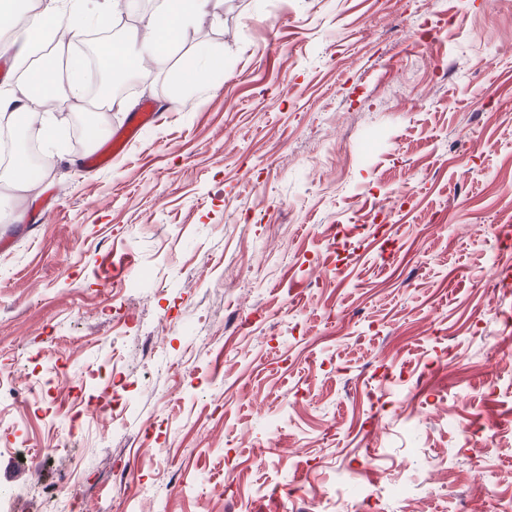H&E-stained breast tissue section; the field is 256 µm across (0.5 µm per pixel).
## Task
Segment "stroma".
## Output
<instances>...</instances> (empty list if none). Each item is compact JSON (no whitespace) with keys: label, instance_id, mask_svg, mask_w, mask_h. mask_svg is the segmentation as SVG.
I'll use <instances>...</instances> for the list:
<instances>
[{"label":"stroma","instance_id":"1","mask_svg":"<svg viewBox=\"0 0 512 512\" xmlns=\"http://www.w3.org/2000/svg\"><path fill=\"white\" fill-rule=\"evenodd\" d=\"M100 168L0 187V512H503L512 0H224ZM112 377L118 409L69 416ZM493 436L490 452L481 442ZM218 56V51H198L196 54L186 59L183 67L181 68V72L178 70L175 73V78L179 82H182V73L187 75L191 82L195 85L207 83L211 69L218 60ZM159 117V110L157 105L153 102L144 103L142 109L136 112L134 117L124 124L119 131H117L111 142L105 147L103 152L89 156L87 163L90 166H100L107 162L108 157L112 151H118L122 148L125 140L139 133L143 128L149 126L151 123H156Z\"/></svg>","mask_w":512,"mask_h":512}]
</instances>
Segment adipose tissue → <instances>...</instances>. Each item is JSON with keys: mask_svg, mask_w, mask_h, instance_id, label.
<instances>
[{"mask_svg": "<svg viewBox=\"0 0 512 512\" xmlns=\"http://www.w3.org/2000/svg\"><path fill=\"white\" fill-rule=\"evenodd\" d=\"M177 2L162 0L161 8L149 14L141 25L121 26V39L105 45L106 54L131 62L140 69L149 63L165 66L182 48L183 28L212 16L215 7V0H190L189 8L180 11L176 8ZM18 9V0H0V25L16 30L14 37L0 40V53L26 57L41 24L45 22L62 30L65 38L57 42L51 60L27 69L19 94L0 92V112H7L9 121L15 124L40 123L49 146L53 147L61 135V122L54 113L56 88L67 86L69 94L74 97L83 94L80 82L83 61L78 55L68 54V41L101 23L121 25L122 12L115 6L90 13L82 8L81 0H49L31 23L19 29L15 26L19 18Z\"/></svg>", "mask_w": 512, "mask_h": 512, "instance_id": "adipose-tissue-1", "label": "adipose tissue"}]
</instances>
